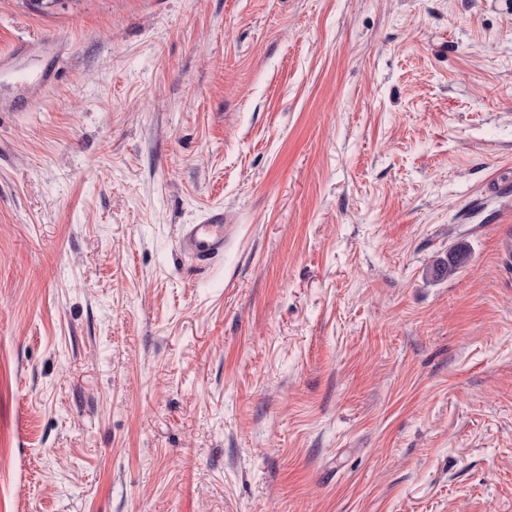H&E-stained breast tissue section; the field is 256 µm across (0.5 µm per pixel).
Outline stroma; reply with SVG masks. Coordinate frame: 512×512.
I'll return each mask as SVG.
<instances>
[{
    "label": "stroma",
    "instance_id": "obj_1",
    "mask_svg": "<svg viewBox=\"0 0 512 512\" xmlns=\"http://www.w3.org/2000/svg\"><path fill=\"white\" fill-rule=\"evenodd\" d=\"M19 47L0 512H512V0H0ZM181 250L194 262L209 263L224 254V213L213 210L199 224H185L179 235ZM468 257L467 251L462 246H457L448 253V261L438 262L433 266L432 273L436 278L450 276L458 268L465 265Z\"/></svg>",
    "mask_w": 512,
    "mask_h": 512
}]
</instances>
